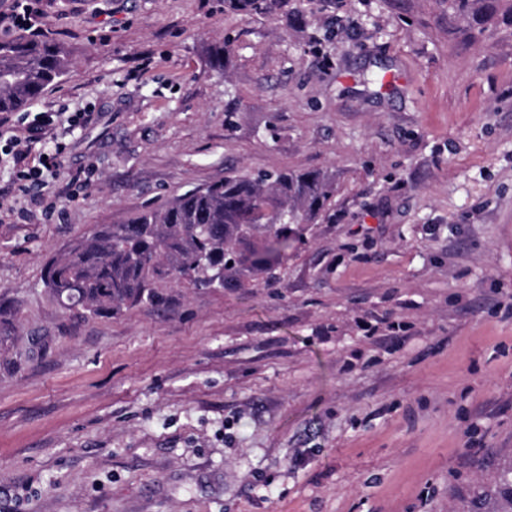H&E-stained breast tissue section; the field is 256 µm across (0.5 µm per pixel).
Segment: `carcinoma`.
Listing matches in <instances>:
<instances>
[{"mask_svg":"<svg viewBox=\"0 0 512 512\" xmlns=\"http://www.w3.org/2000/svg\"><path fill=\"white\" fill-rule=\"evenodd\" d=\"M71 66L60 44L0 40V112L22 109ZM332 193L319 172L229 175L125 224L98 226L48 260L44 288L61 308L92 317L154 302L166 283L238 288L270 279Z\"/></svg>","mask_w":512,"mask_h":512,"instance_id":"carcinoma-1","label":"carcinoma"}]
</instances>
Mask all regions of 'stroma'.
Here are the masks:
<instances>
[{"instance_id": "1", "label": "stroma", "mask_w": 512, "mask_h": 512, "mask_svg": "<svg viewBox=\"0 0 512 512\" xmlns=\"http://www.w3.org/2000/svg\"><path fill=\"white\" fill-rule=\"evenodd\" d=\"M73 66L0 139V512H512V12L35 0ZM224 49V67L211 63ZM334 194L275 281L58 307L47 259L230 174ZM19 118L17 125H12L13 133L9 136L13 150V167L16 170L14 190L17 193L33 197V190L37 187L44 188L51 180L58 179V156L65 149L59 142L55 144V154L40 153L38 165L30 166L27 161L33 150V144L40 143L48 138L53 130L62 122L59 112H35L31 121L26 123L31 112H25Z\"/></svg>"}]
</instances>
